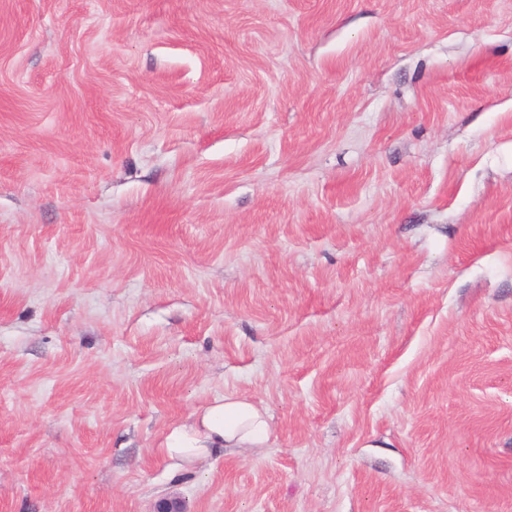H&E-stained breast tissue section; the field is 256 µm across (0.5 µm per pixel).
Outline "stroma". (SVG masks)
Segmentation results:
<instances>
[{
  "label": "stroma",
  "instance_id": "obj_1",
  "mask_svg": "<svg viewBox=\"0 0 512 512\" xmlns=\"http://www.w3.org/2000/svg\"><path fill=\"white\" fill-rule=\"evenodd\" d=\"M164 498L512 512V0H0V512ZM172 429L162 448L175 460L177 472L201 459L224 456L225 449L268 448L271 422L265 409L235 394L216 398Z\"/></svg>",
  "mask_w": 512,
  "mask_h": 512
}]
</instances>
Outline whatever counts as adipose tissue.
<instances>
[{"label":"adipose tissue","instance_id":"obj_1","mask_svg":"<svg viewBox=\"0 0 512 512\" xmlns=\"http://www.w3.org/2000/svg\"><path fill=\"white\" fill-rule=\"evenodd\" d=\"M271 422L265 409L244 397L227 394L196 411L190 422L164 438L166 455L184 471L199 460L222 456L225 450L266 448Z\"/></svg>","mask_w":512,"mask_h":512}]
</instances>
